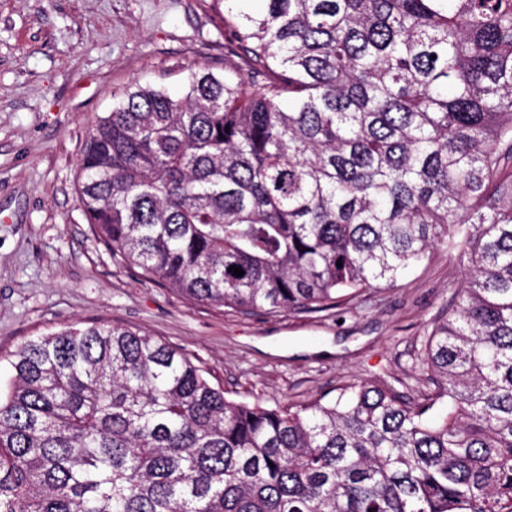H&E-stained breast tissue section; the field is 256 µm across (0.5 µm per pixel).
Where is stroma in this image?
Masks as SVG:
<instances>
[{
	"label": "stroma",
	"instance_id": "35a3bbf8",
	"mask_svg": "<svg viewBox=\"0 0 512 512\" xmlns=\"http://www.w3.org/2000/svg\"><path fill=\"white\" fill-rule=\"evenodd\" d=\"M203 0H0V389L7 354L72 322L148 332L228 399L266 407L384 380L416 395L432 327L464 284L460 250L323 312L190 300L117 263L78 204L77 162L112 96L140 81L182 94L188 67L235 62Z\"/></svg>",
	"mask_w": 512,
	"mask_h": 512
}]
</instances>
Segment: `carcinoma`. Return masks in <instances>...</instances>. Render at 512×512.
I'll list each match as a JSON object with an SVG mask.
<instances>
[{"label":"carcinoma","mask_w":512,"mask_h":512,"mask_svg":"<svg viewBox=\"0 0 512 512\" xmlns=\"http://www.w3.org/2000/svg\"><path fill=\"white\" fill-rule=\"evenodd\" d=\"M202 2L241 64L113 96L79 160L87 223L243 311L334 309L460 248L428 387L236 403L148 333L68 324L10 354L0 512H512V0Z\"/></svg>","instance_id":"1"}]
</instances>
